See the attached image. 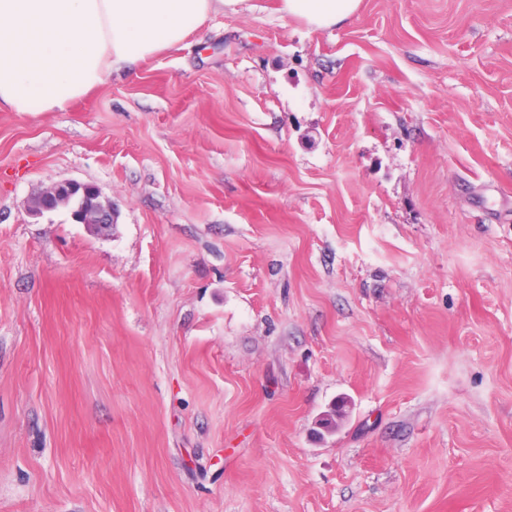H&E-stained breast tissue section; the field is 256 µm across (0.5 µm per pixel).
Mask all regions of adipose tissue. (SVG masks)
Returning <instances> with one entry per match:
<instances>
[{
	"mask_svg": "<svg viewBox=\"0 0 512 512\" xmlns=\"http://www.w3.org/2000/svg\"><path fill=\"white\" fill-rule=\"evenodd\" d=\"M242 0H0V105L63 110L114 71L183 43ZM360 0H280L283 14L325 29Z\"/></svg>",
	"mask_w": 512,
	"mask_h": 512,
	"instance_id": "ef3b65f1",
	"label": "adipose tissue"
}]
</instances>
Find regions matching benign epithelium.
I'll use <instances>...</instances> for the list:
<instances>
[{
	"mask_svg": "<svg viewBox=\"0 0 512 512\" xmlns=\"http://www.w3.org/2000/svg\"><path fill=\"white\" fill-rule=\"evenodd\" d=\"M32 199L36 203L29 205L31 213L41 215L63 208L70 212L75 222L90 225L103 235L117 223L115 204L103 198L93 184L71 180L56 182L37 191Z\"/></svg>",
	"mask_w": 512,
	"mask_h": 512,
	"instance_id": "benign-epithelium-1",
	"label": "benign epithelium"
}]
</instances>
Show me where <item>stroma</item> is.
Segmentation results:
<instances>
[{
  "label": "stroma",
  "mask_w": 512,
  "mask_h": 512,
  "mask_svg": "<svg viewBox=\"0 0 512 512\" xmlns=\"http://www.w3.org/2000/svg\"><path fill=\"white\" fill-rule=\"evenodd\" d=\"M248 2L0 108V512H512V0ZM360 0H280V11L303 19L316 29H325L349 18L359 8ZM32 200H38L33 204ZM66 209L79 224L93 226L99 234H108L117 223L118 209L110 199H103L93 184L61 181L41 188L30 199L29 209L34 215L46 211Z\"/></svg>",
  "instance_id": "35a3bbf8"
}]
</instances>
